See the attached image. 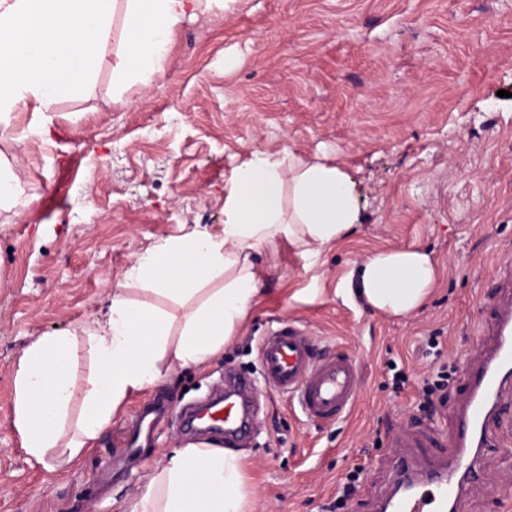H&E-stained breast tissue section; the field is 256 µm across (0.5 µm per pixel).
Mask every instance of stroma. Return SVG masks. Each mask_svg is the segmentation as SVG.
<instances>
[{
  "mask_svg": "<svg viewBox=\"0 0 512 512\" xmlns=\"http://www.w3.org/2000/svg\"><path fill=\"white\" fill-rule=\"evenodd\" d=\"M124 48L117 19L88 94L47 112L27 102L0 137L22 182L17 205L0 210V512H126L166 453L202 442L164 426L112 481L106 464L134 410L156 393L183 407L228 374L260 381L259 342L281 320L355 357L362 383L333 424L305 421L288 398L260 397L254 437L235 446L249 512H322L355 469L345 512H375L393 488L391 436L450 424L461 369L488 340L486 304L512 263V0H231L179 23L163 72L116 99ZM254 149L346 169L361 224L315 272L292 249L266 258L268 291L223 356L172 367L74 460L58 448L28 459L13 426L23 350L103 318L110 284L162 239L186 226L219 232L224 187ZM408 246L439 269L425 307L391 317L335 295L372 251ZM299 288L318 296L291 301ZM431 336L451 380L423 411ZM504 399L499 445L456 512L512 504V384Z\"/></svg>",
  "mask_w": 512,
  "mask_h": 512,
  "instance_id": "35a3bbf8",
  "label": "stroma"
}]
</instances>
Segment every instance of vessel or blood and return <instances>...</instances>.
<instances>
[{"label":"vessel or blood","instance_id":"vessel-or-blood-1","mask_svg":"<svg viewBox=\"0 0 512 512\" xmlns=\"http://www.w3.org/2000/svg\"><path fill=\"white\" fill-rule=\"evenodd\" d=\"M502 295L494 307L490 343L480 359L462 374L464 394L456 415L453 435L431 429V440L450 437L452 454L447 464L436 469L415 466L403 453L411 441L397 437L400 450L392 459L394 483H408L403 493H391L381 512H448L466 486L473 483L480 463V451L494 445L489 420L502 389L512 382V273L499 283ZM261 382L248 378L232 381L224 395V442L233 444L249 435L255 419L252 396L265 389L295 400L302 415L314 423H333L346 417L355 402L361 383L359 366L343 352L322 354L307 330L299 324L282 321L270 329L260 344ZM169 407L163 398L140 409L130 427L140 437L149 417H161Z\"/></svg>","mask_w":512,"mask_h":512}]
</instances>
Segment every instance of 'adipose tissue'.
Segmentation results:
<instances>
[{
  "mask_svg": "<svg viewBox=\"0 0 512 512\" xmlns=\"http://www.w3.org/2000/svg\"><path fill=\"white\" fill-rule=\"evenodd\" d=\"M213 0H0V126L21 103L42 110L86 95L121 15L126 50L112 88L147 83L163 69L175 27ZM361 221L348 174L288 151L253 150L237 166L224 195L220 232L197 228L142 254L111 288L103 326L86 330L94 370L74 428L76 338L38 337L22 353L15 376L14 428L30 459L65 445L77 456L112 422L134 393L173 366H200L239 334L264 293L261 252L286 245L308 267ZM429 254L412 247L382 250L357 271L359 294L374 309L403 316L422 305L436 281ZM166 297L181 318L132 300L133 285ZM239 454L221 448H175L129 505L128 512H244Z\"/></svg>",
  "mask_w": 512,
  "mask_h": 512,
  "instance_id": "1",
  "label": "adipose tissue"
}]
</instances>
